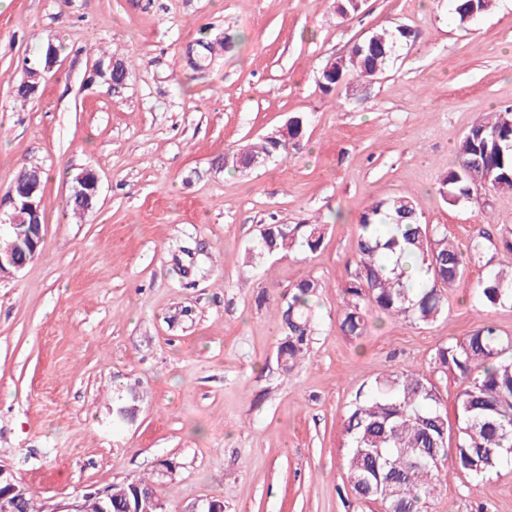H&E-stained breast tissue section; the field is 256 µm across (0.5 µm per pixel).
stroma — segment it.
I'll return each instance as SVG.
<instances>
[{"label": "stroma", "instance_id": "1", "mask_svg": "<svg viewBox=\"0 0 512 512\" xmlns=\"http://www.w3.org/2000/svg\"><path fill=\"white\" fill-rule=\"evenodd\" d=\"M399 24L418 38L381 80L321 90L328 59ZM50 37L60 63L20 101ZM113 59L131 66L116 91L95 72ZM507 105L512 0L466 21L450 0H365L344 18L335 0H0V195L40 168L44 214L38 257L0 281V464L39 505L145 477L166 512L206 497L224 512H383L345 479L350 405L485 324L512 336V305L473 292L512 251L469 262L432 325L375 311L352 340L337 322L359 218L408 193L462 250L512 229V192L438 190L464 133ZM297 116L287 159L225 167ZM88 169L99 200L76 216ZM271 223L325 225L323 244L246 265ZM308 276L318 331L284 373L279 308ZM428 512H512V466L450 474Z\"/></svg>", "mask_w": 512, "mask_h": 512}]
</instances>
